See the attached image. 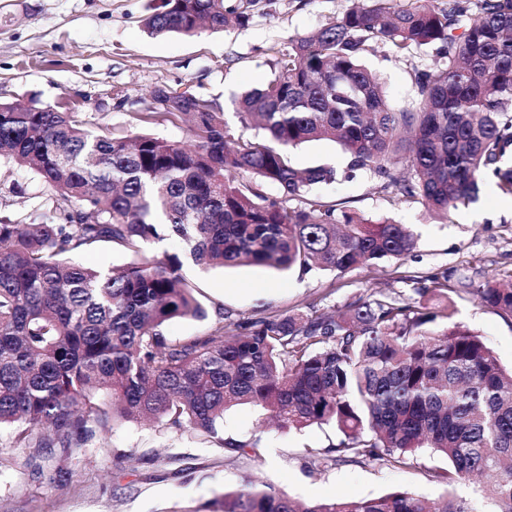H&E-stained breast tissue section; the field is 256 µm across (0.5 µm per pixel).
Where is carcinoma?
<instances>
[{
	"mask_svg": "<svg viewBox=\"0 0 512 512\" xmlns=\"http://www.w3.org/2000/svg\"><path fill=\"white\" fill-rule=\"evenodd\" d=\"M470 25L462 27L465 19ZM250 20L225 0H153L152 35L194 36ZM462 33H457L458 29ZM380 39L409 57L426 45L448 60L414 70L418 100L396 108L361 63ZM195 144L152 134H93L72 112L0 104V158L39 176L55 210L21 223L0 215V428L8 447L86 448L117 420H148L260 455L258 441L219 437L224 414L249 403L282 428L334 423L332 451L351 462L407 465L422 448L447 459L432 479L451 486L486 476L496 512H512V369L455 320L469 300L512 320V271L488 280L443 269L423 278L421 302L375 292L342 310L308 307L251 320L228 317L205 335L171 340L161 326L203 310L178 255L142 257L147 244L177 238L203 269L317 266L340 273L416 246L405 224L368 223L312 194L336 181L332 167L299 169L289 150L329 139L349 157L347 177L377 174L380 190L432 215L477 200L488 181L512 195V0H414L356 7L314 36L297 35L270 79L236 101L261 141L234 139L224 113L200 97L170 95ZM404 163L410 175L396 172ZM283 191L270 198L262 184ZM112 242L131 260L85 266L79 251ZM208 512H474L454 495L404 490L300 504L284 490L249 483L225 491Z\"/></svg>",
	"mask_w": 512,
	"mask_h": 512,
	"instance_id": "cac0c4a2",
	"label": "carcinoma"
}]
</instances>
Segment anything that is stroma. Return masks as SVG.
<instances>
[{
    "instance_id": "1",
    "label": "stroma",
    "mask_w": 512,
    "mask_h": 512,
    "mask_svg": "<svg viewBox=\"0 0 512 512\" xmlns=\"http://www.w3.org/2000/svg\"><path fill=\"white\" fill-rule=\"evenodd\" d=\"M247 9L246 26L200 31L192 37H153L143 20L150 0H0V103L63 107L101 134L156 136L191 143L186 123H152L148 93L156 86L188 90L222 112L235 136L259 141L262 130L242 126L234 99L269 79L290 39L312 34L342 17L355 0H227ZM432 47L414 57L375 45L365 65L376 72L390 102L408 105L416 96L415 69L432 68ZM300 169L325 165L345 169L348 159L329 140L312 141L289 153ZM369 171L356 172L319 188L337 211L375 222L412 225L417 248L403 260H384L343 274L329 270L279 272L260 266L183 273L201 305L200 318H175L162 327L171 339L209 333L224 318L256 319L309 305L343 308L358 297L382 290L415 298L412 277L441 268L484 278L512 267V197L484 181L478 199L429 216L422 205L381 192ZM55 194L31 172L0 162V211L30 218L54 209ZM459 321L475 328L505 365H512V321L462 301ZM224 434L258 440L261 457L218 447L214 439L189 431L115 422L91 448H53L33 465L26 448L7 447L0 435V512H203L226 490L246 482L267 483L307 502L335 493L377 497L396 489L438 499L448 488L430 474L445 459L416 452L407 467L377 461L315 466L308 449H329L341 435L334 426L276 429L262 422L258 408L238 405L224 416Z\"/></svg>"
}]
</instances>
